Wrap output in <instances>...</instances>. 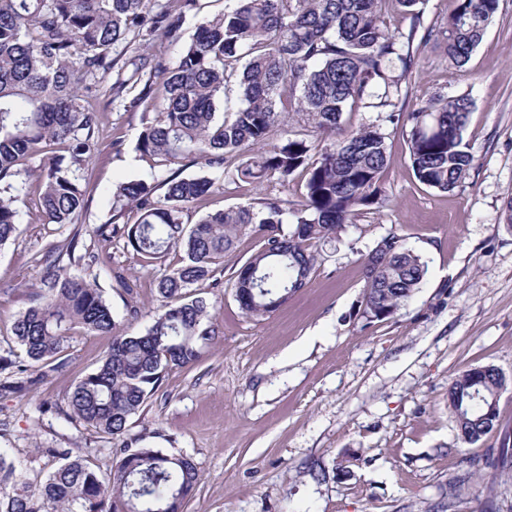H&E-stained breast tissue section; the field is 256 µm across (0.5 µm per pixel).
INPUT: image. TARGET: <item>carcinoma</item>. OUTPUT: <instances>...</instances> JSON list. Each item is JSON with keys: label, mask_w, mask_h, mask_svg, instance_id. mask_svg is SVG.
<instances>
[{"label": "carcinoma", "mask_w": 512, "mask_h": 512, "mask_svg": "<svg viewBox=\"0 0 512 512\" xmlns=\"http://www.w3.org/2000/svg\"><path fill=\"white\" fill-rule=\"evenodd\" d=\"M150 0H0V247L17 231L30 188L26 162L52 154L35 179L45 224H80L86 209L83 171L100 134L98 112L84 100L112 70L111 50L131 37L159 32L177 38L170 8L148 10ZM230 12L205 18L175 67L158 65L140 92L148 99L161 85L157 115L145 120L136 149L151 166L189 156L208 170L245 183L276 176L282 182L307 172L300 203L262 199L257 205L209 212L184 221L213 191L203 176H169L163 194L144 180L120 182L112 192V216L95 229L104 242L119 238L144 263L155 266L171 252L179 261L155 270L158 306L144 332L121 328L97 285L82 275H60L63 258L90 269L99 254H76L54 242L40 262L47 266L32 285L30 305L15 319L12 345L0 354V396L28 392L61 370L67 338L76 329L112 335V348L65 398L57 415L76 427L119 437L128 420L173 368L197 363L216 335L211 309L190 288L212 277L241 237L262 239L261 248L235 271L234 297L249 317L262 319L303 288L314 271L319 244L332 242L356 218L386 205L380 186L388 162L386 134L378 124L341 132L344 112L386 111L383 121L405 132L415 178L442 192L454 190L473 166L463 133L472 109L465 95L425 102L409 112L398 105L401 81L414 53L427 44L422 0H395L411 23L390 31L385 0H237ZM499 0H455L442 32L448 59L467 64L480 44ZM401 63L394 74L393 61ZM241 106H224L232 85ZM296 114L312 132L332 141L311 160L312 144L286 134L268 143L276 125ZM128 207L133 224L115 223ZM292 223L287 235L281 227ZM421 257L394 232L381 237L364 259L359 305L365 324L394 318L422 288ZM491 365L457 374L448 407L460 439L474 444L500 430L498 403L506 388ZM124 441L110 472L91 460L92 449L48 448L53 471L26 476L0 446V512H184L198 472L193 460ZM484 467L512 474V436Z\"/></svg>", "instance_id": "carcinoma-1"}]
</instances>
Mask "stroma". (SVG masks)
<instances>
[{
    "mask_svg": "<svg viewBox=\"0 0 512 512\" xmlns=\"http://www.w3.org/2000/svg\"><path fill=\"white\" fill-rule=\"evenodd\" d=\"M235 0H199L185 10L177 39L153 37L116 57L108 86L131 77L134 59L146 69L174 66L203 19L234 8ZM98 91L99 149L84 184L88 207L80 225L42 223L37 196L21 210L14 238L0 247V341L29 304L42 272L47 242L99 249L93 231L110 217L112 186L131 179L160 183L136 149L149 103L137 90L113 101ZM408 104L458 95L472 100L464 140L474 158L469 176L445 193L413 175L406 136L385 125L388 166L381 187L389 200L363 214L341 240L322 248L323 260L304 288L267 318L246 316L231 276L261 247L246 236L194 294L214 305L219 335L203 359L172 369L128 422L126 438L151 434V446L193 459L198 484L184 512H433L447 501L448 482L471 473L456 512H512V477H493L477 460L496 454L497 434L462 443L448 409V385L461 371L493 365L508 379L499 400L500 423L512 428V224L501 218L512 198V0L499 8L465 67L452 65L435 39L421 48L401 84ZM304 176L289 183L225 180L204 210L243 206L261 198L300 200ZM397 232L421 255L423 287L392 320L364 325L357 312L364 285L362 260L374 243ZM111 270L69 262L71 274L95 278L117 313L125 294L112 278L122 272L141 309L126 320L141 332L157 307L152 272L113 240ZM111 336L76 330L65 345V369L22 395L0 398V446L23 468L49 473L50 448H92L102 471L119 459L110 440L60 419L57 405L94 369Z\"/></svg>",
    "mask_w": 512,
    "mask_h": 512,
    "instance_id": "35a3bbf8",
    "label": "stroma"
}]
</instances>
